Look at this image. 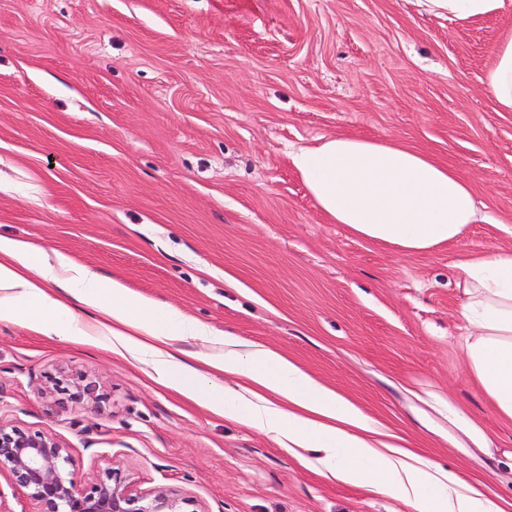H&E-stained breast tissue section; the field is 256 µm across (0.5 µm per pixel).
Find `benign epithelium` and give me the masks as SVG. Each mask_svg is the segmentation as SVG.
I'll return each mask as SVG.
<instances>
[{
  "label": "benign epithelium",
  "instance_id": "1",
  "mask_svg": "<svg viewBox=\"0 0 512 512\" xmlns=\"http://www.w3.org/2000/svg\"><path fill=\"white\" fill-rule=\"evenodd\" d=\"M40 505V512H202L183 490L141 493L122 470L107 467L92 481L76 478L69 449L54 436L0 423V474Z\"/></svg>",
  "mask_w": 512,
  "mask_h": 512
}]
</instances>
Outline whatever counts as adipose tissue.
I'll use <instances>...</instances> for the list:
<instances>
[{"mask_svg": "<svg viewBox=\"0 0 512 512\" xmlns=\"http://www.w3.org/2000/svg\"><path fill=\"white\" fill-rule=\"evenodd\" d=\"M420 2L460 21L503 6V0ZM483 81L499 107L512 112V28L500 36ZM291 159L332 223L400 253L459 242L483 219L464 176L391 139L330 136ZM458 270L468 373L497 415L512 421V248L474 257ZM54 286L59 295L51 294ZM0 321L75 342L109 337L113 352L150 367L159 385L271 435L282 447L322 451L337 480L398 499L410 512H504L497 498L458 472L382 441L354 404L277 352L134 295L66 254L48 257L26 241L0 236ZM189 340L197 349H183ZM226 372L241 377L239 388L224 387L219 377Z\"/></svg>", "mask_w": 512, "mask_h": 512, "instance_id": "ef3b65f1", "label": "adipose tissue"}]
</instances>
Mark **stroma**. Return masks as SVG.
I'll use <instances>...</instances> for the list:
<instances>
[{"label":"stroma","mask_w":512,"mask_h":512,"mask_svg":"<svg viewBox=\"0 0 512 512\" xmlns=\"http://www.w3.org/2000/svg\"><path fill=\"white\" fill-rule=\"evenodd\" d=\"M512 0L456 21L419 0H0V236L63 252L269 347L512 512V422L465 363L458 266L512 248V112L481 81ZM390 138L467 178L488 221L398 253L334 224L290 153ZM96 382L102 406L74 400ZM449 400L492 452L449 424ZM0 421L205 512H408L153 382L109 341L0 322Z\"/></svg>","instance_id":"stroma-1"}]
</instances>
